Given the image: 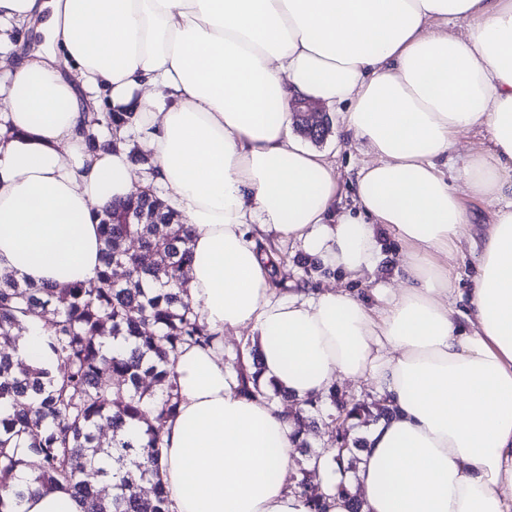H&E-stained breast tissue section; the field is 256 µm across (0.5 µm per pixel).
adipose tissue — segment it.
<instances>
[{"instance_id": "obj_1", "label": "adipose tissue", "mask_w": 512, "mask_h": 512, "mask_svg": "<svg viewBox=\"0 0 512 512\" xmlns=\"http://www.w3.org/2000/svg\"><path fill=\"white\" fill-rule=\"evenodd\" d=\"M41 14L44 48L18 53L13 29ZM101 94L137 118L101 128L121 143L92 153L85 110ZM304 99L369 149L355 212L334 213V167L289 133ZM474 128L488 137L451 181L441 162ZM459 181L497 202L465 296L446 262L473 225ZM141 186L187 224L191 298L217 334L175 366L169 512H305L287 413L238 395L224 367L222 335L242 329L267 389L301 401L364 378L392 411L355 470L322 455L330 512L355 498L362 512H512V0H0V269L35 287L93 280L101 213ZM383 226L404 281L369 303L354 287L375 279ZM265 234L342 287L277 297Z\"/></svg>"}]
</instances>
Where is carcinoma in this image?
I'll return each mask as SVG.
<instances>
[{
    "label": "carcinoma",
    "instance_id": "obj_1",
    "mask_svg": "<svg viewBox=\"0 0 512 512\" xmlns=\"http://www.w3.org/2000/svg\"><path fill=\"white\" fill-rule=\"evenodd\" d=\"M89 122L88 148L117 142ZM103 268L89 283L30 288L0 271V512H22L26 498L63 490L84 512H168L160 480L162 433L178 405L174 366L180 350L216 338L196 310L186 269L189 233L153 189L115 201L100 219ZM50 310L45 345L52 366L27 362L11 336L31 316ZM124 342L120 352L110 343ZM235 390L266 397L259 372L238 363ZM338 413H323L325 404ZM376 410L361 399L341 400L336 386L302 402L292 417L296 447L319 417L336 423ZM140 422L136 438L126 430ZM112 431L103 442L99 428ZM93 472L96 486L86 479ZM152 484L153 496L139 492ZM307 512H329L321 488L302 477L295 484Z\"/></svg>",
    "mask_w": 512,
    "mask_h": 512
}]
</instances>
